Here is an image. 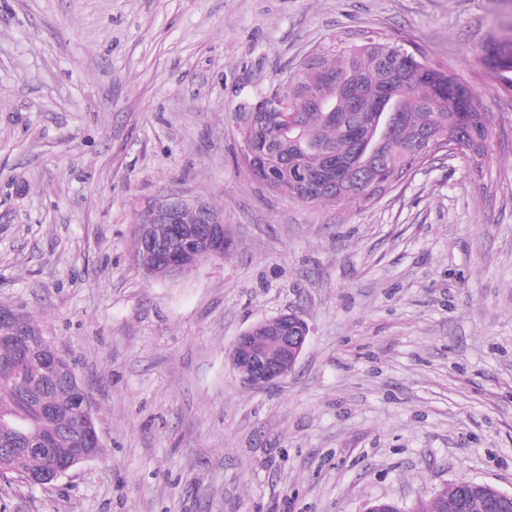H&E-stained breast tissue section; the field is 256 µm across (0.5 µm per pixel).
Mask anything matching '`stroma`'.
Returning a JSON list of instances; mask_svg holds the SVG:
<instances>
[{"label":"stroma","instance_id":"35a3bbf8","mask_svg":"<svg viewBox=\"0 0 512 512\" xmlns=\"http://www.w3.org/2000/svg\"><path fill=\"white\" fill-rule=\"evenodd\" d=\"M405 41L472 88L482 172L443 157L378 200L294 202L242 163L236 114L331 39ZM512 0H0V304L85 387L104 445L0 512H413L461 479L512 494V96L486 77ZM220 209L223 258L162 279L138 217ZM309 328L246 386L253 323ZM301 322L300 333L288 336V324L276 330H265L263 321L248 328L235 340L230 351L232 365L247 385L263 389L273 386L293 372L304 351L308 339L306 323L295 314ZM264 333L266 336H250ZM266 345L277 349L278 360H273Z\"/></svg>","mask_w":512,"mask_h":512}]
</instances>
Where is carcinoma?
Instances as JSON below:
<instances>
[{"mask_svg": "<svg viewBox=\"0 0 512 512\" xmlns=\"http://www.w3.org/2000/svg\"><path fill=\"white\" fill-rule=\"evenodd\" d=\"M480 61L490 79L504 92H512V38L490 40L481 51ZM387 73L399 79L395 94L401 124L396 135L380 146L376 160L355 170V147L367 135L364 123ZM440 76L446 79L448 73L409 52L398 41L369 36L361 44L333 42L327 55L288 76V92L274 89V94L298 107L294 112L295 130L288 132L277 125L265 133L271 162L279 170L295 165L317 172L326 166L327 155L334 154L342 161L339 187L347 189V203L365 201L360 191L363 179L373 180L388 172L399 185L413 171L448 154L450 149L482 172L484 159L491 151L493 129L476 93L459 82L458 92L432 99L433 82ZM312 87L336 105L341 119L332 121L320 105L303 101ZM421 132L434 137V148L421 155L404 151V146ZM269 189L306 204L338 200L335 191L313 195L285 176ZM19 376L25 378L28 391L54 410L52 415L43 417L19 404L11 388ZM88 428V422L72 413L71 393L65 385L45 384L34 360L20 357L11 346L0 343V448H20L45 438L52 439L57 448H70ZM462 507L467 512H488L489 505L477 491L461 504L453 483L439 498L420 503L416 512H459Z\"/></svg>", "mask_w": 512, "mask_h": 512, "instance_id": "cac0c4a2", "label": "carcinoma"}]
</instances>
